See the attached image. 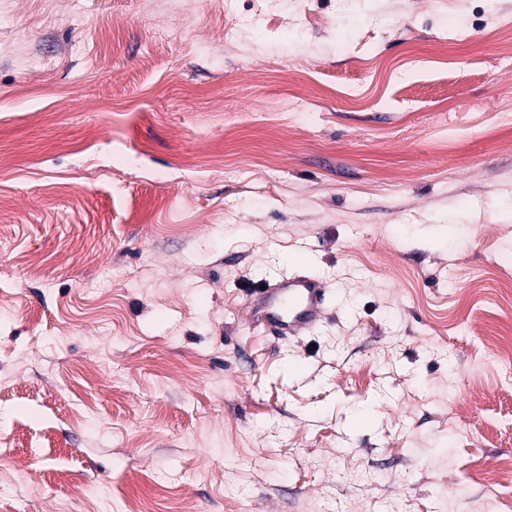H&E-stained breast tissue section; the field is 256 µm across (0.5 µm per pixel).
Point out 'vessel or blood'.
<instances>
[{"mask_svg": "<svg viewBox=\"0 0 512 512\" xmlns=\"http://www.w3.org/2000/svg\"><path fill=\"white\" fill-rule=\"evenodd\" d=\"M249 314L266 324L278 338L303 336L327 315V290L305 271L282 274L269 288L254 291L246 299Z\"/></svg>", "mask_w": 512, "mask_h": 512, "instance_id": "vessel-or-blood-1", "label": "vessel or blood"}]
</instances>
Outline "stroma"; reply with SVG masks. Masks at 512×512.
<instances>
[{"label": "stroma", "mask_w": 512, "mask_h": 512, "mask_svg": "<svg viewBox=\"0 0 512 512\" xmlns=\"http://www.w3.org/2000/svg\"><path fill=\"white\" fill-rule=\"evenodd\" d=\"M179 5L0 23V512H480L512 0ZM293 270L329 314L277 339L245 292Z\"/></svg>", "instance_id": "35a3bbf8"}]
</instances>
